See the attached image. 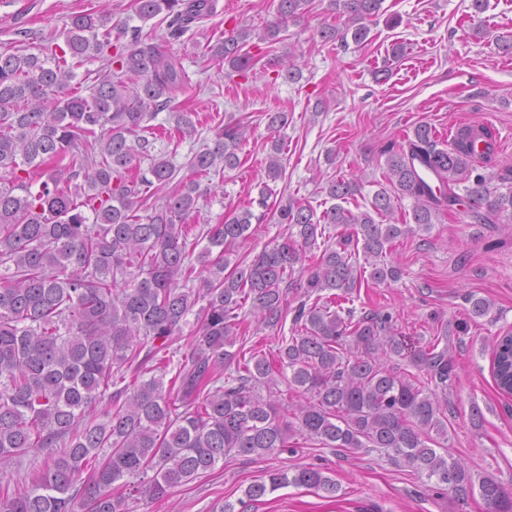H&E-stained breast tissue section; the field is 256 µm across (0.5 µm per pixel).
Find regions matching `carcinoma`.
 Masks as SVG:
<instances>
[{
	"label": "carcinoma",
	"instance_id": "1",
	"mask_svg": "<svg viewBox=\"0 0 512 512\" xmlns=\"http://www.w3.org/2000/svg\"><path fill=\"white\" fill-rule=\"evenodd\" d=\"M314 0H279L263 28L236 25L209 47L210 59L243 72L253 36L285 42L288 27ZM383 0H330L345 32L366 41L365 21ZM217 0H135L147 22L166 13L167 35L216 11ZM142 27L112 24L100 8L71 17L55 50H0V464L30 458L25 484H0V512H135L214 470L227 455L275 456L294 438L353 453L386 452L464 504L478 496L487 512H512V488L474 473L448 452V385L457 362L438 337L409 355L423 376L401 375L388 361L404 356L391 313L357 311L363 282L397 281L385 260L401 239L427 232L438 215L465 201L472 224L512 223V175L475 173L491 160L496 137L462 126L447 147L419 124L386 147V184L370 209L345 204L360 193L343 177L328 180L335 204L315 219L290 200L277 208L283 242L253 257L234 255L264 222L268 187L256 214L232 211L200 228L188 247V221L210 193L201 179L241 165L249 125L215 129L190 152L189 175L175 181L173 160L151 155L144 132L164 109L182 138L197 127L177 102L186 87L180 58L142 39ZM102 61L77 93L74 68ZM282 143L271 145L267 175L285 173ZM148 167L141 168V161ZM413 200L412 220L380 224ZM146 212L142 216L138 211ZM351 226L333 241L326 226ZM322 240L317 261L302 254ZM218 253H213V250ZM198 282L193 286L192 282ZM296 305H291V302ZM250 309H245V306ZM274 355L247 346L246 317L285 325ZM196 331L179 344L182 325ZM499 390L512 395V338L493 342ZM285 389H280L279 385ZM334 494L320 468L272 470L245 490L241 506L288 486Z\"/></svg>",
	"mask_w": 512,
	"mask_h": 512
}]
</instances>
